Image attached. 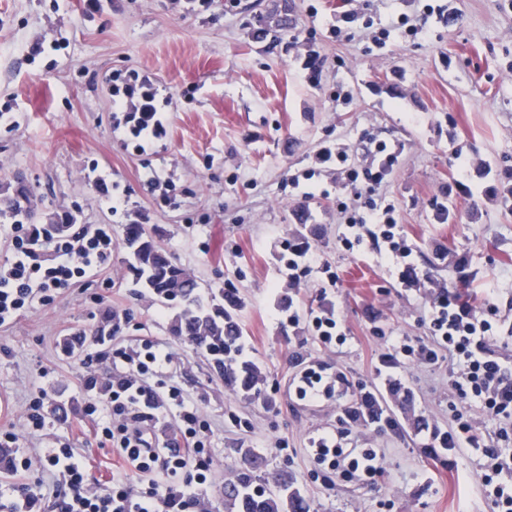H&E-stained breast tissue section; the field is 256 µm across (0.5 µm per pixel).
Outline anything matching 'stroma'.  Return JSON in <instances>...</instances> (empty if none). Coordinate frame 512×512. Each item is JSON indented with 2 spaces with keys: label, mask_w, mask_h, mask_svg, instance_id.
<instances>
[{
  "label": "stroma",
  "mask_w": 512,
  "mask_h": 512,
  "mask_svg": "<svg viewBox=\"0 0 512 512\" xmlns=\"http://www.w3.org/2000/svg\"><path fill=\"white\" fill-rule=\"evenodd\" d=\"M341 0H213L198 14L171 0H0V195L22 175L35 221L67 213L78 224L112 227L111 268L50 301H37L0 325V431L11 432L10 455L29 457L19 478L0 467V505L13 512L17 486H51L44 449L70 440L88 480L105 488L121 459L98 445L97 417L87 415L85 357L99 346L68 350L74 336L112 319V344L139 349L154 341L175 354L165 381L187 394L210 429L212 478L192 486L211 512H224V489L243 466V450L260 457L301 493L306 512H491L473 473V458L450 465L431 453L412 415L447 428L463 413L481 430L494 424L476 406L448 407V364L376 371L388 336L425 338V299L398 278L399 269L373 247L345 251L336 174L313 181L314 197L288 187L289 171L309 166L329 142L357 147L364 135L402 147L384 193L415 252L418 276L453 287L470 281L482 304L495 291L512 309V214L496 201L512 171V0H443L453 24L428 21L410 38L396 22L419 16L424 0H366L391 30L375 50L359 26L329 38ZM317 17H309L308 6ZM39 54H32L33 46ZM138 70L154 82L164 133L129 143L112 110V75ZM351 91V104L332 98ZM482 164L458 179L456 155ZM169 181L168 201L152 178ZM124 197L113 212L99 182ZM448 219L438 222L437 205ZM197 281L203 299L236 294L244 360L267 375L259 396L225 388L193 346L175 336L177 308L134 281L124 245L131 214ZM306 238L338 275L324 288L307 278L303 299L327 292L347 341L324 347L311 330L288 323L281 285L289 244ZM316 357L351 385L340 401L297 400L299 360ZM411 397L389 402L388 423L352 429L350 443L385 451L375 488L332 473L314 474L312 437L336 428L344 406L361 392L386 398V380ZM43 397L46 424L26 427L30 399ZM287 439L290 451L275 448Z\"/></svg>",
  "instance_id": "stroma-1"
}]
</instances>
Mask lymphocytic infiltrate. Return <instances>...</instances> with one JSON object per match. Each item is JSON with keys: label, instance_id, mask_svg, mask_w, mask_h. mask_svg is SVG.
Masks as SVG:
<instances>
[{"label": "lymphocytic infiltrate", "instance_id": "lymphocytic-infiltrate-1", "mask_svg": "<svg viewBox=\"0 0 512 512\" xmlns=\"http://www.w3.org/2000/svg\"><path fill=\"white\" fill-rule=\"evenodd\" d=\"M158 90L138 70L129 69L112 76V109L122 115L128 133H136L143 116L156 111ZM401 149L384 141L364 137L358 149L320 148L311 167L291 174V186L311 180L318 166L335 164L336 184L348 191L340 212L344 229L337 236L351 253L361 251L365 241L385 251L394 262L403 264L404 280H411L414 267L412 248L398 229L396 210L386 203L383 189L399 162ZM12 258L0 266V325L33 304L35 298H51L95 271L107 269L112 255V229L107 225H85L60 235L45 224H14L10 227ZM286 262L288 288L300 291L310 273L335 281L330 266L320 263L310 246H289ZM426 339L410 342L407 337H390L380 366L404 368L448 363V383L458 403L476 405L496 423L493 432L474 427L456 418L448 429L430 427L433 447L450 456H478L475 477L492 512H512V361L500 352L512 327L505 325L496 303L478 310L460 288H441L426 300ZM307 323L324 346L344 344L347 336L340 317L332 308L306 311L289 308L288 323ZM174 361L161 345L147 342L137 351L121 348L101 352L85 360L86 383L96 380L98 366L111 370L103 399L88 402V412H101V440L149 481L140 491H131L123 473L112 476L111 487L101 490L88 483L75 448L62 444L44 452L48 469L54 473L51 487L36 486L35 500L50 496L57 512H203L194 496L176 501L172 480L182 487L206 483L213 471V458L202 434L204 423L197 409L175 388L160 396L149 379L166 372ZM343 373L330 372L326 362L313 358L296 376L295 394L302 401L330 400L347 393ZM179 409L172 433L157 435L155 427L164 400ZM365 410L366 424L380 421L383 410L373 392L367 391L353 405L345 407L339 429L311 439L308 455L317 466L340 477L375 486L383 472L384 454L378 448H351L346 444L350 426L356 425L358 410ZM161 473L163 481L152 480Z\"/></svg>", "mask_w": 512, "mask_h": 512}]
</instances>
